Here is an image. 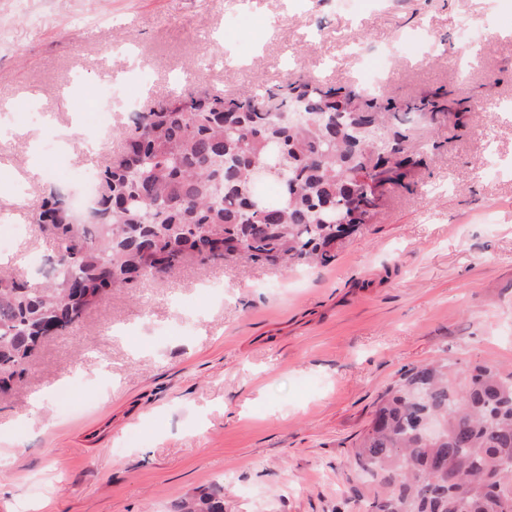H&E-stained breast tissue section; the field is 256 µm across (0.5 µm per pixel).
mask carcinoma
<instances>
[{
    "label": "carcinoma",
    "instance_id": "1",
    "mask_svg": "<svg viewBox=\"0 0 512 512\" xmlns=\"http://www.w3.org/2000/svg\"><path fill=\"white\" fill-rule=\"evenodd\" d=\"M301 97L327 122L273 121ZM413 107L459 116L428 97ZM405 119L358 91L297 82L229 101L189 91L135 113L119 132L123 151L98 172L100 233L75 222L53 191L34 223L55 237L59 277L31 288L0 274V373L15 374L48 326L63 334L113 289L189 257L329 263L342 238L336 219L365 224L380 206L370 188L353 190L355 156H376L382 185L405 186L410 165L397 157L399 133L386 137L384 157L352 126L382 131ZM352 466L370 485L369 512H512V373L453 371L443 360L410 368L381 396ZM177 512H224V498L188 496Z\"/></svg>",
    "mask_w": 512,
    "mask_h": 512
}]
</instances>
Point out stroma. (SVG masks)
<instances>
[{
    "instance_id": "35a3bbf8",
    "label": "stroma",
    "mask_w": 512,
    "mask_h": 512,
    "mask_svg": "<svg viewBox=\"0 0 512 512\" xmlns=\"http://www.w3.org/2000/svg\"><path fill=\"white\" fill-rule=\"evenodd\" d=\"M378 69L398 107L467 106L459 125H400L409 188L327 265L190 259L42 339L0 392V512H172L217 487L224 512H366L349 459L389 386L440 357L512 370V0H0V258L34 288L57 251L35 207L71 190L17 180L48 173L42 142L100 169L131 111L295 81L359 91ZM135 77L134 107L111 102ZM74 94L110 103V152L85 150ZM19 97L54 125L18 120ZM78 377L77 406L33 410Z\"/></svg>"
}]
</instances>
